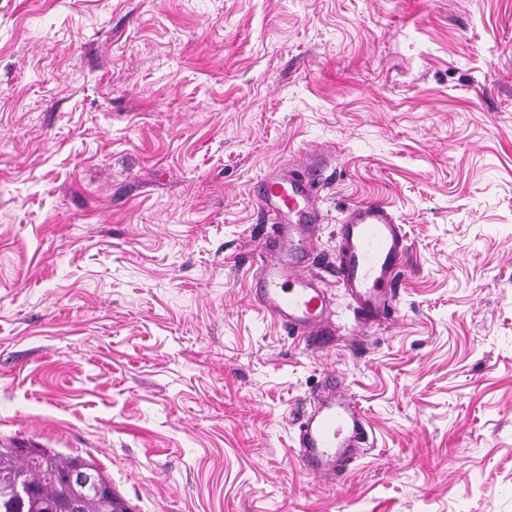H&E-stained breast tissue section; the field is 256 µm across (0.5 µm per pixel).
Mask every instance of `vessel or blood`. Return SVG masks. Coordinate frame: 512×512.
Listing matches in <instances>:
<instances>
[{"mask_svg": "<svg viewBox=\"0 0 512 512\" xmlns=\"http://www.w3.org/2000/svg\"><path fill=\"white\" fill-rule=\"evenodd\" d=\"M324 160L323 154L307 153L267 169L253 185L270 230L255 259L252 301L309 350L329 344L337 331L327 287L305 272L321 224L315 186ZM409 251L400 219L387 203L365 201L346 209L336 227L334 266L359 329L378 326L393 312ZM367 426L346 390L335 378L326 379L298 426L302 469L335 483L357 449L367 445Z\"/></svg>", "mask_w": 512, "mask_h": 512, "instance_id": "vessel-or-blood-1", "label": "vessel or blood"}]
</instances>
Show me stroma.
I'll use <instances>...</instances> for the list:
<instances>
[{
    "instance_id": "1",
    "label": "stroma",
    "mask_w": 512,
    "mask_h": 512,
    "mask_svg": "<svg viewBox=\"0 0 512 512\" xmlns=\"http://www.w3.org/2000/svg\"><path fill=\"white\" fill-rule=\"evenodd\" d=\"M411 244L389 320L303 344L251 301L256 178L304 150ZM343 377L333 485L298 424ZM131 512H512V0H0V445ZM368 422L361 408L336 378L324 389L298 426V452L302 469L333 484L336 475L368 443Z\"/></svg>"
}]
</instances>
